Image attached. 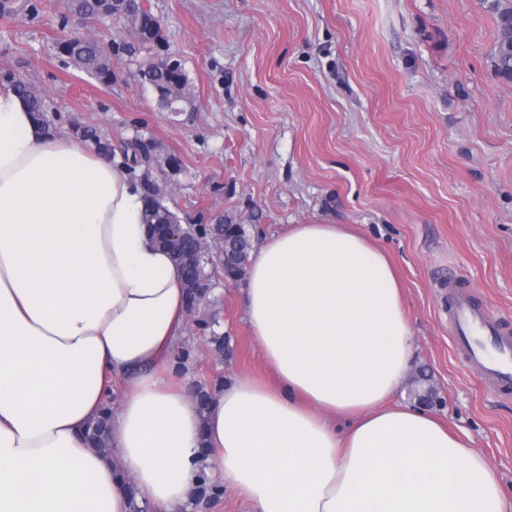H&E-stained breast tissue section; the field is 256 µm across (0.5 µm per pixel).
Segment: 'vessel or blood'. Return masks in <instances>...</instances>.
Returning a JSON list of instances; mask_svg holds the SVG:
<instances>
[{
    "label": "vessel or blood",
    "mask_w": 512,
    "mask_h": 512,
    "mask_svg": "<svg viewBox=\"0 0 512 512\" xmlns=\"http://www.w3.org/2000/svg\"><path fill=\"white\" fill-rule=\"evenodd\" d=\"M456 272H449L448 328L452 346L481 373L488 394L512 391V328L475 307L459 292Z\"/></svg>",
    "instance_id": "b4317fda"
}]
</instances>
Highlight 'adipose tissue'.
<instances>
[{"label": "adipose tissue", "mask_w": 512, "mask_h": 512, "mask_svg": "<svg viewBox=\"0 0 512 512\" xmlns=\"http://www.w3.org/2000/svg\"><path fill=\"white\" fill-rule=\"evenodd\" d=\"M244 299L274 383L198 412L164 361L186 300L141 187L0 84V512H181L202 473L253 512H512L469 437L396 401L414 336L365 235L291 225ZM114 399L106 456L81 432Z\"/></svg>", "instance_id": "1"}]
</instances>
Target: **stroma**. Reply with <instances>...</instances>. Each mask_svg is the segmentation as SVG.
Wrapping results in <instances>:
<instances>
[{
  "mask_svg": "<svg viewBox=\"0 0 512 512\" xmlns=\"http://www.w3.org/2000/svg\"><path fill=\"white\" fill-rule=\"evenodd\" d=\"M144 4L162 21L163 45L109 22L61 26L60 0H39L31 21L0 15V83H31L56 127L96 128L113 151L138 135L154 141L155 174L176 155L167 204L183 223L221 214L257 244L292 224H343L375 242L415 337L403 398L417 403V389L432 388L429 412L470 437L512 500V397H486L480 372L454 353L442 286L456 270L477 302L512 318V82L492 70L485 0ZM75 34L127 43L111 85L63 63L58 44ZM163 51L181 59L192 109L161 108L140 81ZM214 284L181 344L191 384L269 380L242 282L219 273Z\"/></svg>",
  "mask_w": 512,
  "mask_h": 512,
  "instance_id": "1",
  "label": "stroma"
}]
</instances>
